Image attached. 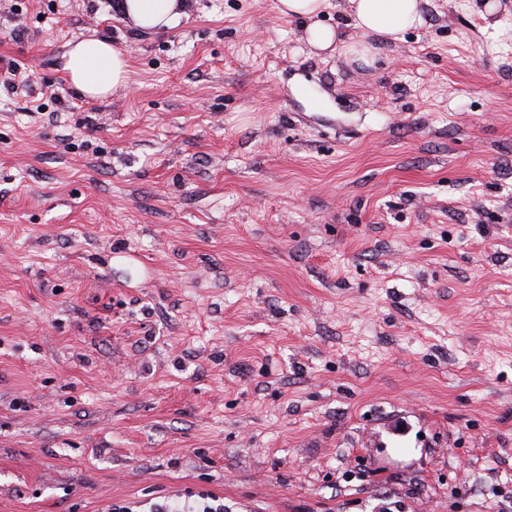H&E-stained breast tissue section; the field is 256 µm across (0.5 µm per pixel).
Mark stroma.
I'll list each match as a JSON object with an SVG mask.
<instances>
[{"mask_svg":"<svg viewBox=\"0 0 512 512\" xmlns=\"http://www.w3.org/2000/svg\"><path fill=\"white\" fill-rule=\"evenodd\" d=\"M335 51L277 0H0V512H512V0ZM119 47L102 99L71 43ZM45 105L31 111L32 100ZM121 8L139 28L147 32L169 29L182 16L178 0H124ZM68 80L90 98H105L125 85L128 62L124 53L99 39H81L70 46L64 66ZM192 497H197V499H193L192 502H190ZM186 498L187 500L182 509L177 506L174 509L169 510V508L161 506L160 509H157V511L154 512H224V503L216 505L210 503L208 500L217 502L218 499L207 493L191 494L186 496Z\"/></svg>","mask_w":512,"mask_h":512,"instance_id":"35a3bbf8","label":"stroma"}]
</instances>
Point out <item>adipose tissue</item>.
<instances>
[{
  "label": "adipose tissue",
  "mask_w": 512,
  "mask_h": 512,
  "mask_svg": "<svg viewBox=\"0 0 512 512\" xmlns=\"http://www.w3.org/2000/svg\"><path fill=\"white\" fill-rule=\"evenodd\" d=\"M329 0H277L281 15L303 17L308 44L320 51L333 49L337 34L320 20ZM422 0H350L355 28L366 35L398 38L422 24ZM124 13L147 32H159L177 24L179 0H123ZM68 80L86 96L100 99L128 79L124 53L99 39H82L71 45L64 66Z\"/></svg>",
  "instance_id": "adipose-tissue-1"
}]
</instances>
